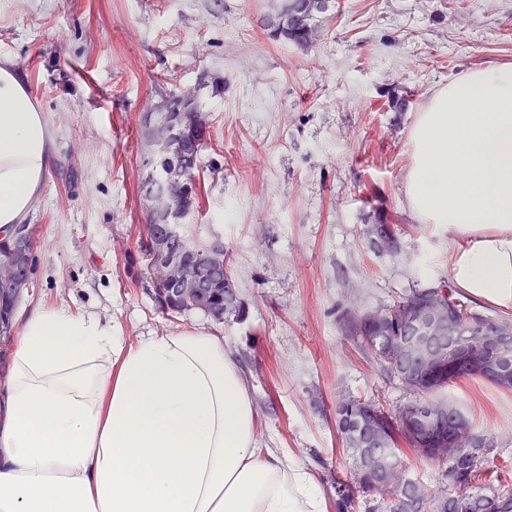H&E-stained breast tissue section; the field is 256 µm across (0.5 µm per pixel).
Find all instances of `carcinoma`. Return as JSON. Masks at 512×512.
<instances>
[{"mask_svg": "<svg viewBox=\"0 0 512 512\" xmlns=\"http://www.w3.org/2000/svg\"><path fill=\"white\" fill-rule=\"evenodd\" d=\"M314 6L307 12L302 31L296 34V43L302 47L309 45L314 37V26L311 21L314 14L326 10L322 0H313ZM199 107L198 97L187 92L181 95L169 97V105L164 112L156 113V119L164 122L176 130L182 131L180 151L172 156L157 158L151 164V170L142 176V184L147 189H160L163 183L171 178L179 176L185 171H193L200 168V156L208 144L209 135L199 134L193 131L187 123L189 111ZM176 208L184 213L200 208L198 182L195 178L187 181V189L183 198L176 202ZM169 221H149L145 225L144 234L148 240L140 241L138 246V263L141 272L154 284L156 299H161L166 285L155 255L177 253L187 263L197 267L201 276L209 284V293L197 303H186L181 300H171L162 306V309L170 314H182L192 310H199L216 320L221 318L240 317L242 311L232 313L224 309V288L231 279L224 272V257L210 251L208 245H198L186 233L180 231L172 235L168 231ZM35 257L26 260L23 277L11 286L0 285V335H7L11 327L13 310L23 289L32 284ZM448 306L457 313L464 323L472 318L487 319L468 307L458 299L456 286L449 280L438 283ZM422 289L411 288L394 301L393 304L382 307V310L390 317L388 334L368 335L361 334L355 314L349 320L346 332L347 336L359 349L371 353L380 370L387 374H393L386 365V356L389 344L398 338L404 337L403 319L407 306L419 298ZM481 378L501 389L512 390V381L504 382L498 379H490L481 371L466 364L460 365L453 373L441 371L430 377H420L416 380H407L398 377L400 383L409 391L418 396V400L404 406V409L423 406L430 400L446 397L448 387L462 379ZM370 406L378 410L386 420H392L395 427L388 434V440L383 446L384 462L376 466L372 465L374 453L370 448H354L345 437L348 430H360L363 424V407ZM336 431L338 439L350 463V483L344 485L343 510L356 512L360 506H365L367 512H380L385 508L386 512H414L411 505L392 506L384 505L375 500L371 495L372 485L384 480L393 468L404 467V459L401 456L402 447L414 448V441L401 425L399 412L387 411L383 406L371 400H362L346 397L336 406ZM448 459L443 464L450 465V460L460 462L464 471L445 472L446 487L431 492L429 496L427 512H479L482 502L478 497L491 498L499 502L506 501L512 504V489L509 488V479L512 478V470L506 462L492 463L485 466V460L477 457L468 458L462 448L448 449Z\"/></svg>", "mask_w": 512, "mask_h": 512, "instance_id": "carcinoma-1", "label": "carcinoma"}]
</instances>
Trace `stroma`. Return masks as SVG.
Wrapping results in <instances>:
<instances>
[{
  "instance_id": "obj_1",
  "label": "stroma",
  "mask_w": 512,
  "mask_h": 512,
  "mask_svg": "<svg viewBox=\"0 0 512 512\" xmlns=\"http://www.w3.org/2000/svg\"><path fill=\"white\" fill-rule=\"evenodd\" d=\"M272 0H0V68L47 112L56 164L31 224L42 247L20 301L86 311L134 340L219 332L241 363L261 447L314 470L327 512L349 480L339 394L414 400L345 335L349 313L448 276L447 242L405 207L409 138L441 86L512 63V0H331L307 47L272 37ZM199 88L211 115L185 230L221 239L244 313L163 312L134 259L147 219L139 174L153 104ZM409 100L406 111L389 101ZM397 225L374 251L370 224ZM512 457V390L448 389Z\"/></svg>"
}]
</instances>
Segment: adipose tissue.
<instances>
[{"label": "adipose tissue", "instance_id": "1", "mask_svg": "<svg viewBox=\"0 0 512 512\" xmlns=\"http://www.w3.org/2000/svg\"><path fill=\"white\" fill-rule=\"evenodd\" d=\"M407 207L447 238L468 300L512 314V63L432 95L410 134ZM56 161L50 121L0 69V239ZM0 370V512H326L315 474L257 445L258 415L224 338L125 341L112 322L35 305Z\"/></svg>", "mask_w": 512, "mask_h": 512}]
</instances>
